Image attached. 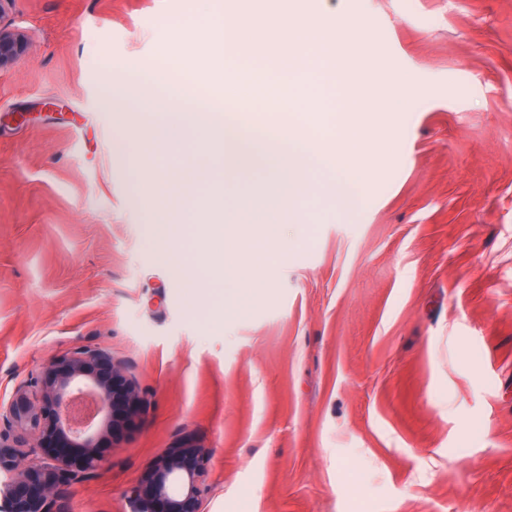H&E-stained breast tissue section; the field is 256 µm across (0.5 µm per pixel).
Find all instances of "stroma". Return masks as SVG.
Returning <instances> with one entry per match:
<instances>
[{
	"instance_id": "stroma-1",
	"label": "stroma",
	"mask_w": 512,
	"mask_h": 512,
	"mask_svg": "<svg viewBox=\"0 0 512 512\" xmlns=\"http://www.w3.org/2000/svg\"><path fill=\"white\" fill-rule=\"evenodd\" d=\"M189 0H14L30 42L0 72V399L75 348H101L142 397L64 512H129L175 448L204 452L200 512H512V0H366L365 89L394 103L392 147L336 211L318 181L277 234L207 233L209 189L172 211L116 165V62L177 55ZM280 21L356 0H252ZM225 206L266 195L262 164L221 177ZM299 234L296 248L279 239ZM263 263L234 304L222 246Z\"/></svg>"
}]
</instances>
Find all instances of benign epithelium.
Instances as JSON below:
<instances>
[{
	"mask_svg": "<svg viewBox=\"0 0 512 512\" xmlns=\"http://www.w3.org/2000/svg\"><path fill=\"white\" fill-rule=\"evenodd\" d=\"M13 0H0V71L29 51L25 33L5 22ZM124 365L102 349L78 348L51 361L0 401V487L5 512H60V498L102 463L100 441L140 406ZM33 455L36 463L23 464ZM206 459L179 450L152 467L148 490L131 489V512H199Z\"/></svg>",
	"mask_w": 512,
	"mask_h": 512,
	"instance_id": "obj_1",
	"label": "benign epithelium"
}]
</instances>
